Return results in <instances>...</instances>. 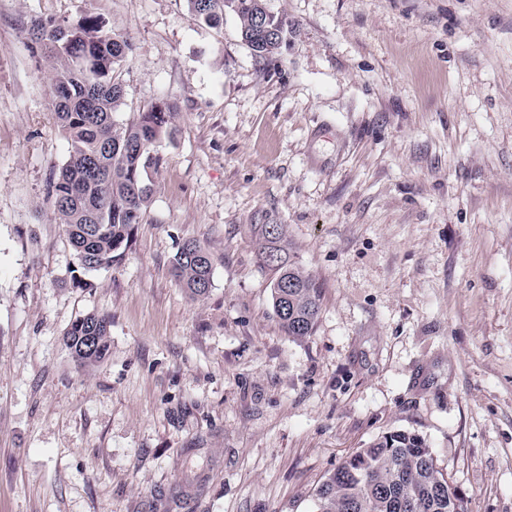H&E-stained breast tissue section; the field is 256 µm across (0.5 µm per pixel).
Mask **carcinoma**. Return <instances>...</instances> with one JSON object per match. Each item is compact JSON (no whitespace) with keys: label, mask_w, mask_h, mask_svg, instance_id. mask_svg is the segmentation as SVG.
I'll list each match as a JSON object with an SVG mask.
<instances>
[{"label":"carcinoma","mask_w":512,"mask_h":512,"mask_svg":"<svg viewBox=\"0 0 512 512\" xmlns=\"http://www.w3.org/2000/svg\"><path fill=\"white\" fill-rule=\"evenodd\" d=\"M209 25L234 14L242 40L255 57L279 52L284 23L267 0H187ZM32 55L52 68L53 118L69 143V154L52 185V207L75 252L73 282L91 288L87 276L112 266L129 249L136 224L152 194L149 169L159 164V147L169 136L176 113L165 101L125 125L115 114L124 101L122 68L131 44L112 36L103 17L92 11L75 21L35 18L23 27ZM264 266L276 274L272 304L286 335L311 334L320 311L315 280L288 260L283 224H257ZM207 248L186 240L174 257V275L189 297L211 287L212 262L196 255ZM110 321L88 314L66 332V345L82 365L102 360L109 351ZM455 488L436 466L424 437L406 431L387 433L349 455L316 490L315 512H465L449 509Z\"/></svg>","instance_id":"cac0c4a2"}]
</instances>
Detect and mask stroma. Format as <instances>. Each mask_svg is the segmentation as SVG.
<instances>
[{
  "mask_svg": "<svg viewBox=\"0 0 512 512\" xmlns=\"http://www.w3.org/2000/svg\"><path fill=\"white\" fill-rule=\"evenodd\" d=\"M257 59L186 0H0V512H314L327 473L423 436L468 512H512V0H268ZM130 41L118 123L178 114L124 257L72 283L68 157L30 17ZM257 224L321 289L282 330ZM205 244L211 287L173 273ZM110 319L104 359L65 344ZM209 260L205 258V253ZM174 275L183 288V290L192 299H198L205 296L211 287L212 262L209 250L195 240L184 241L179 247L173 262ZM110 321L105 315L88 314L74 321L65 334L66 345L82 365L102 360L109 351Z\"/></svg>",
  "mask_w": 512,
  "mask_h": 512,
  "instance_id": "1",
  "label": "stroma"
}]
</instances>
